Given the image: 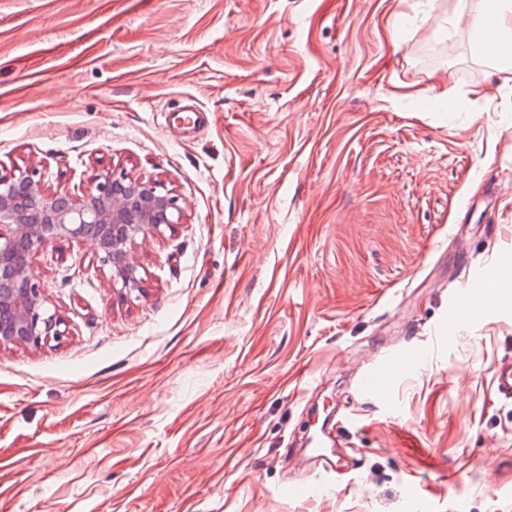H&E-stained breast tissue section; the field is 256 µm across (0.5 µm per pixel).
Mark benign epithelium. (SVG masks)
Wrapping results in <instances>:
<instances>
[{
	"label": "benign epithelium",
	"instance_id": "benign-epithelium-1",
	"mask_svg": "<svg viewBox=\"0 0 512 512\" xmlns=\"http://www.w3.org/2000/svg\"><path fill=\"white\" fill-rule=\"evenodd\" d=\"M182 216L179 198L150 179L98 171L75 199L45 187L35 168L0 171V348L39 347L65 336L62 317L46 306L32 271L34 255L57 243L89 241L110 266V284L130 293L140 283L137 247Z\"/></svg>",
	"mask_w": 512,
	"mask_h": 512
}]
</instances>
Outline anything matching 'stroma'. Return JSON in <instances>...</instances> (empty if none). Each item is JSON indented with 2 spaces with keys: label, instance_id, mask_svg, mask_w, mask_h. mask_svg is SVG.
I'll list each match as a JSON object with an SVG mask.
<instances>
[{
  "label": "stroma",
  "instance_id": "stroma-1",
  "mask_svg": "<svg viewBox=\"0 0 512 512\" xmlns=\"http://www.w3.org/2000/svg\"><path fill=\"white\" fill-rule=\"evenodd\" d=\"M456 2L0 0V170L76 197L123 171L185 211L128 295L92 243L34 256L67 334L0 348V512H512V291L449 323L512 279V66ZM347 408L358 467L316 476ZM412 358L413 356L404 357L400 353L394 351L388 354L381 361L372 363L362 372L356 386V391L361 395H380L383 392V388L380 387L383 369L388 367L393 373H409L411 371V366L407 361Z\"/></svg>",
  "mask_w": 512,
  "mask_h": 512
}]
</instances>
